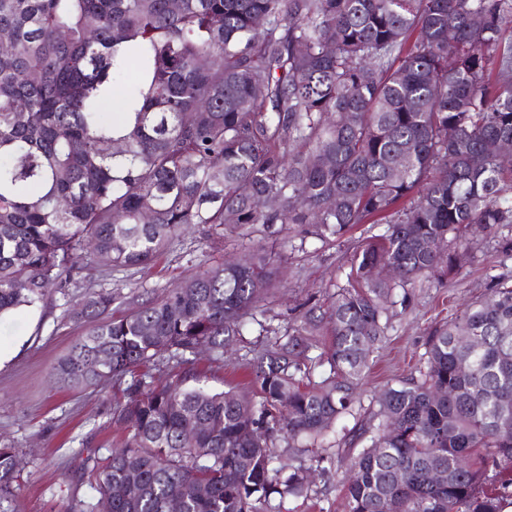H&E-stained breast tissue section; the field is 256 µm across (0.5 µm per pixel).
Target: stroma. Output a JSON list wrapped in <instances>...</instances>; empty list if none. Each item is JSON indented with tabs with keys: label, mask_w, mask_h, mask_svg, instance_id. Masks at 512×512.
<instances>
[{
	"label": "stroma",
	"mask_w": 512,
	"mask_h": 512,
	"mask_svg": "<svg viewBox=\"0 0 512 512\" xmlns=\"http://www.w3.org/2000/svg\"><path fill=\"white\" fill-rule=\"evenodd\" d=\"M381 226L361 224L342 237L320 241L304 235L300 225L282 232L273 225L253 239L237 231L205 235L193 231L176 239L147 271L86 268L74 274L66 294H53L43 304L17 310L0 326V446L13 448L23 471L11 495L0 498V512H65L71 500L89 488L80 478L82 448L118 446L124 431L112 422L111 388L72 390L62 387L55 367L85 328L67 313V297L106 288L115 296L114 310L124 312L136 297H161L167 288L195 273L199 263L221 262L256 249L269 255L288 276L265 302L266 318L280 329L292 326L300 313L331 297L345 282L344 273L361 240L381 233ZM512 275V253L497 237H475L458 273L445 285L416 283L408 308L393 307L382 342L371 354L361 386V404L345 427L367 421L377 407L375 394L387 385L416 376L430 329L448 321L466 304L487 294L491 276ZM258 339L249 330L243 342L232 343L221 361L201 353L199 366L207 385L229 390L248 377L242 343ZM361 443L327 449L325 474L307 496L273 500L274 512H345L341 480Z\"/></svg>",
	"instance_id": "1"
}]
</instances>
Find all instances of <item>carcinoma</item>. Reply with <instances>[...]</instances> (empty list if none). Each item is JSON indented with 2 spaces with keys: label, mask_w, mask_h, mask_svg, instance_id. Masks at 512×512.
<instances>
[{
  "label": "carcinoma",
  "mask_w": 512,
  "mask_h": 512,
  "mask_svg": "<svg viewBox=\"0 0 512 512\" xmlns=\"http://www.w3.org/2000/svg\"><path fill=\"white\" fill-rule=\"evenodd\" d=\"M0 40V322L87 262L147 269L191 228L302 224L325 241L386 225L330 305L284 332L261 319L265 256L202 266L119 315L107 289L72 309L89 330L55 374L112 385L126 436L87 452L90 492L69 512L307 496L275 441L323 447L394 292L443 285L470 236L512 227V167L485 148L512 141V0H0ZM490 280L429 331L419 377L376 397L347 512H499L479 487L512 467V277ZM250 323L265 338L250 385L201 386L198 354L223 359ZM19 472L1 447V494Z\"/></svg>",
  "instance_id": "1"
}]
</instances>
